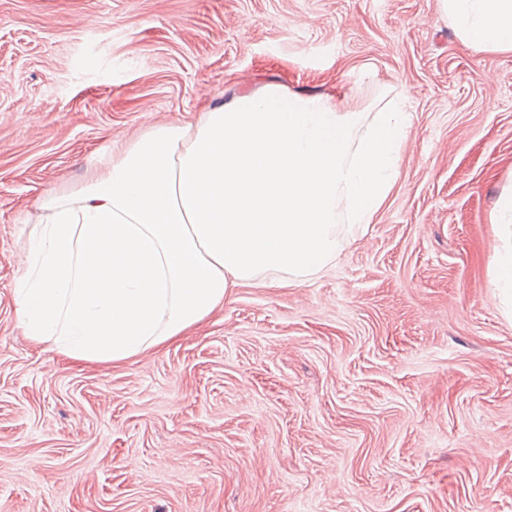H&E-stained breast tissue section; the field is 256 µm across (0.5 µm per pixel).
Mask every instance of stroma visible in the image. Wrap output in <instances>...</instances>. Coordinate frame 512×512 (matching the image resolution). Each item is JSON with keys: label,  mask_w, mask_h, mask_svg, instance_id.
I'll return each instance as SVG.
<instances>
[{"label": "stroma", "mask_w": 512, "mask_h": 512, "mask_svg": "<svg viewBox=\"0 0 512 512\" xmlns=\"http://www.w3.org/2000/svg\"><path fill=\"white\" fill-rule=\"evenodd\" d=\"M279 86L403 98L395 184L321 275L78 363L13 288L37 204L157 125ZM512 51L440 0H0V512H512ZM494 265V286L502 298L512 301V244L497 253Z\"/></svg>", "instance_id": "35a3bbf8"}]
</instances>
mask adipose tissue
Listing matches in <instances>:
<instances>
[{
    "mask_svg": "<svg viewBox=\"0 0 512 512\" xmlns=\"http://www.w3.org/2000/svg\"><path fill=\"white\" fill-rule=\"evenodd\" d=\"M462 41L512 49V0H441ZM408 115L279 87L153 128L80 190L40 203L14 295L28 336L81 362L176 340L231 289L322 272L336 211L371 223Z\"/></svg>",
    "mask_w": 512,
    "mask_h": 512,
    "instance_id": "ef3b65f1",
    "label": "adipose tissue"
}]
</instances>
